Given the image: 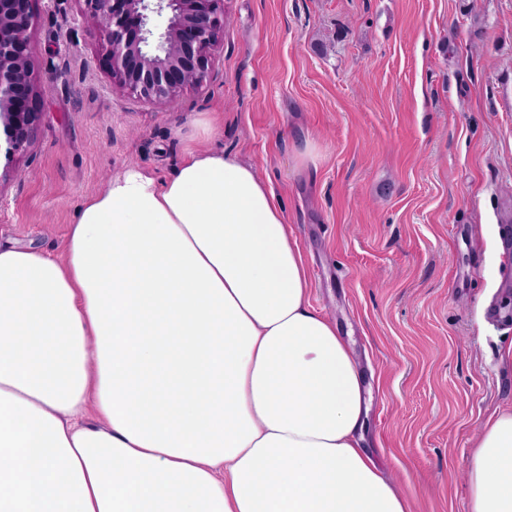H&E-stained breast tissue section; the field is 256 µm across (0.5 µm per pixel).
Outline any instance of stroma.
<instances>
[{"instance_id":"1","label":"stroma","mask_w":512,"mask_h":512,"mask_svg":"<svg viewBox=\"0 0 512 512\" xmlns=\"http://www.w3.org/2000/svg\"><path fill=\"white\" fill-rule=\"evenodd\" d=\"M33 9L47 92L30 153L0 159V243L61 255L130 163L255 164L354 351L363 447L412 512H468L480 425L512 410V0H224L210 77L162 108L113 91L76 0Z\"/></svg>"}]
</instances>
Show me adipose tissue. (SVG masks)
Wrapping results in <instances>:
<instances>
[{"mask_svg":"<svg viewBox=\"0 0 512 512\" xmlns=\"http://www.w3.org/2000/svg\"><path fill=\"white\" fill-rule=\"evenodd\" d=\"M309 292L270 184L211 147L115 173L64 258L0 245V512H411ZM468 485L512 512V411Z\"/></svg>","mask_w":512,"mask_h":512,"instance_id":"1","label":"adipose tissue"}]
</instances>
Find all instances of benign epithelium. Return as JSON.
Masks as SVG:
<instances>
[{
	"label": "benign epithelium",
	"instance_id": "7a95c632",
	"mask_svg": "<svg viewBox=\"0 0 512 512\" xmlns=\"http://www.w3.org/2000/svg\"><path fill=\"white\" fill-rule=\"evenodd\" d=\"M34 0H0V153L27 155L47 87L29 54ZM112 89L164 106L210 77L224 0H76Z\"/></svg>",
	"mask_w": 512,
	"mask_h": 512
}]
</instances>
